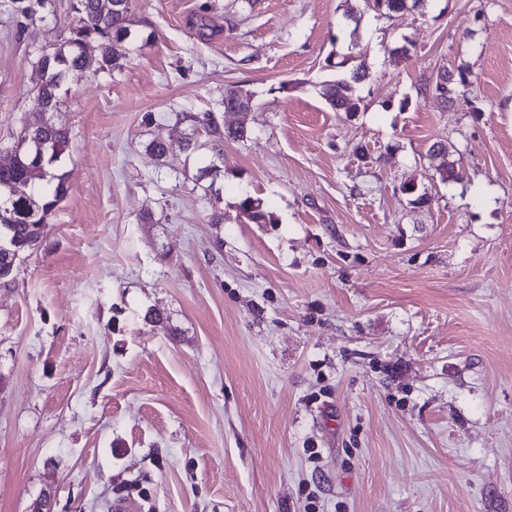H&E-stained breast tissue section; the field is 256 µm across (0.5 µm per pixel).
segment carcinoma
Instances as JSON below:
<instances>
[{
	"mask_svg": "<svg viewBox=\"0 0 512 512\" xmlns=\"http://www.w3.org/2000/svg\"><path fill=\"white\" fill-rule=\"evenodd\" d=\"M113 0H74L72 9L75 20L60 40L49 45L34 61L41 67L43 81L32 88L34 103L49 107V113H56L63 101L60 90L73 71H111L119 65V49L134 40L135 20L132 10L112 8ZM428 0H364L372 10L379 8L388 16L410 8L425 10ZM95 42L100 55L92 57L85 51V45ZM366 76L363 67L350 71L349 78L330 86L324 93L329 106L337 112H355L360 97L355 95V85ZM473 87L469 73L459 69L436 76L432 83L435 97L449 99L448 89L455 91ZM252 107V95L239 88L224 92L223 108L235 112ZM211 133L212 138L198 142L195 133H187L183 141L187 149L196 151L208 149L211 155L210 167H217L223 161L226 140L244 141L247 131L238 126H219L214 112H204L197 120ZM71 152V138L68 128L52 120L39 126H23L13 146L15 162L0 167V252L10 248L17 251L15 266L0 267V280L7 281L38 247L47 227L51 224L59 203L66 197L68 187L66 176L57 174L53 168L63 163ZM239 208L249 213L256 224H272L275 215L270 206L259 197L245 196L239 201Z\"/></svg>",
	"mask_w": 512,
	"mask_h": 512,
	"instance_id": "1",
	"label": "carcinoma"
}]
</instances>
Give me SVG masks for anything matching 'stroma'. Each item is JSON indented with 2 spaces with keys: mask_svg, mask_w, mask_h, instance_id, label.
Instances as JSON below:
<instances>
[{
  "mask_svg": "<svg viewBox=\"0 0 512 512\" xmlns=\"http://www.w3.org/2000/svg\"><path fill=\"white\" fill-rule=\"evenodd\" d=\"M354 2L133 0L151 42L71 74L69 192L0 282V512H512V0ZM71 4H0V164ZM233 87L205 189L182 132ZM409 2H411V4H409ZM426 2H430V0H364V5L378 14L379 12L376 7L382 9V14L380 15L390 16L392 13L402 12L410 8L425 11ZM366 76L362 66L353 68L349 78L331 85L324 93L329 106L336 112H355L358 110L360 97L355 95V86ZM440 79L443 81L442 84L440 83ZM448 82H450L449 88L453 89L455 93L460 88L473 87V81L470 80L467 71L458 69L456 74L448 71L443 74H438L432 83V92L436 98L448 101L449 97H451L448 96ZM239 208L249 213L252 222L256 224H272L275 215L270 206L259 197L245 196L239 201Z\"/></svg>",
  "mask_w": 512,
  "mask_h": 512,
  "instance_id": "1",
  "label": "stroma"
}]
</instances>
